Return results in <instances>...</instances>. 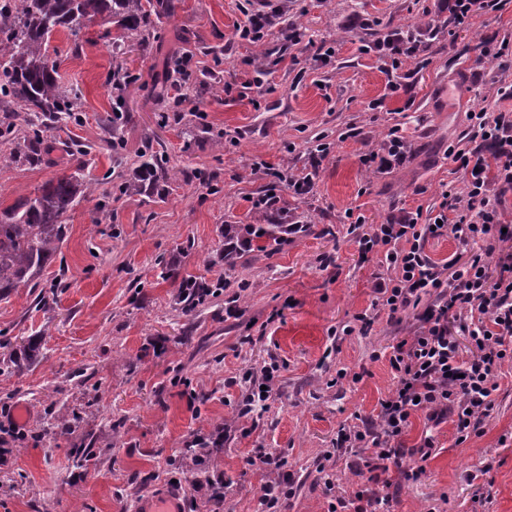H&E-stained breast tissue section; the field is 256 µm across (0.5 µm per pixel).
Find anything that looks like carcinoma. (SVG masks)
Masks as SVG:
<instances>
[{
	"label": "carcinoma",
	"instance_id": "cac0c4a2",
	"mask_svg": "<svg viewBox=\"0 0 512 512\" xmlns=\"http://www.w3.org/2000/svg\"><path fill=\"white\" fill-rule=\"evenodd\" d=\"M151 0H8L0 6V151L14 157L25 150L27 160L35 159L44 139V122L67 121L78 110L72 92L60 82L56 63L48 55L49 40L59 28L76 34L96 16L112 20V56L123 55L126 43L144 48L156 26ZM176 177L163 158L144 150L132 173L112 171L121 192L134 190L148 180L158 186ZM90 186L76 175H62L42 186L33 197H24L0 210V298L11 290L35 286V278L49 262L63 240L65 214L80 203ZM241 234L247 247L266 239L283 241L288 227L283 224H226L224 232ZM164 280L178 282L175 304L184 314L196 311L209 299L223 294L226 280L207 281L180 276L173 265L162 267ZM206 446L205 437L191 441L180 456L181 468L192 481L207 472L213 462L195 453ZM73 465L86 469L96 464L97 455L88 446L71 450Z\"/></svg>",
	"mask_w": 512,
	"mask_h": 512
}]
</instances>
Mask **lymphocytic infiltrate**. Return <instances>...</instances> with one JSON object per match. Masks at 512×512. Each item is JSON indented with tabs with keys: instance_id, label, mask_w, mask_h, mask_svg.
I'll return each instance as SVG.
<instances>
[{
	"instance_id": "obj_1",
	"label": "lymphocytic infiltrate",
	"mask_w": 512,
	"mask_h": 512,
	"mask_svg": "<svg viewBox=\"0 0 512 512\" xmlns=\"http://www.w3.org/2000/svg\"><path fill=\"white\" fill-rule=\"evenodd\" d=\"M295 3L279 0L266 10L243 8L237 37L258 43L279 36L285 48L299 45L304 33L294 20ZM436 33L430 21L399 25L372 44L390 91L400 90L397 71L416 60ZM467 118L469 147L447 150L462 174L463 193L443 192L435 219L396 209L372 233L357 239L361 256L384 250L394 270L375 281L378 306L389 320L409 311L414 322L407 337L392 348L394 387L380 402L379 424L341 429L333 448L322 455L323 461L337 462L368 452L382 487L336 496L327 512H390L394 491L402 482L419 479L435 450L428 436L415 448L403 447L411 417L424 414L435 426L452 422L458 442L467 441L493 409L502 366L512 364V249L502 247L512 239V225H506L503 212L505 197L512 193V113L483 109ZM413 153L412 141L397 123L359 160L364 167L389 173ZM445 236L473 250L449 274L425 251L428 239ZM452 319L458 323L454 332L448 328ZM461 334L472 346L466 358L457 340ZM407 455L416 457L418 466L403 467ZM256 459L266 476L256 512H278L281 500L293 493L294 474L283 452L262 450Z\"/></svg>"
}]
</instances>
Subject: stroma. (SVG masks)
Here are the masks:
<instances>
[{
    "label": "stroma",
    "mask_w": 512,
    "mask_h": 512,
    "mask_svg": "<svg viewBox=\"0 0 512 512\" xmlns=\"http://www.w3.org/2000/svg\"><path fill=\"white\" fill-rule=\"evenodd\" d=\"M240 2L167 0L150 53L134 44L122 57L132 78L121 94L123 162L152 143L179 172L160 198L112 188L107 124L120 95L112 86V24L98 17L50 40L60 81L80 92L82 112L46 129L52 149L39 160L0 153V209L78 166L93 194L64 219L63 241L38 282L44 303L35 304L25 287L0 300V359L30 341L40 346L36 360L20 358L13 376H0V420L24 414L23 437L0 446V512H134L138 500L169 495L166 460L194 434L220 425L228 432L213 456L233 485L234 512H253L261 494V471L245 466L261 448L284 452L296 477L282 512H327L333 493L371 485L362 464L339 466L331 490L317 471L341 427L375 418L393 383L391 347L402 335L383 314L369 335L355 331L357 315L376 299V276L388 272L383 253L362 259L357 235L391 208L427 212L443 190L462 192V176L444 152L466 129L467 113H512V101L496 96L501 81H512V59L492 63L477 49L492 34L512 44V2L440 33L400 70L404 89L394 94L367 47L394 26L423 20L433 0H306L295 20L311 43L278 64L280 40L236 38ZM352 16L370 19L371 28L346 25ZM329 46L335 55L318 62ZM184 54L193 57L192 74L177 106L167 91ZM261 66L268 69L263 84L246 97L215 93L211 74L241 83ZM379 98L383 108L372 109ZM176 108L184 115L178 123ZM396 123L412 136L415 157L388 174L361 168L360 155ZM350 125L360 135L343 139ZM318 139L329 143V154L313 194L295 204L311 233L271 254L249 253L235 275L236 317L225 315L220 298L196 316L176 311V285L160 278V263L185 275L222 276L215 259L225 225L263 223L254 200L272 186L289 194L267 167L299 171ZM349 209L363 218L355 234ZM326 226L332 235H322ZM273 363L274 397L252 418H238L242 389L229 378ZM498 382L490 416L464 443L451 423L431 429L424 416L413 418L405 447L429 432L436 453L419 483L401 487L392 512H470L469 475L484 466L492 481L488 512H512V366ZM53 404L79 413V424L42 433ZM119 419L116 433L111 425ZM85 439L99 462L81 470L70 450Z\"/></svg>",
    "instance_id": "35a3bbf8"
}]
</instances>
